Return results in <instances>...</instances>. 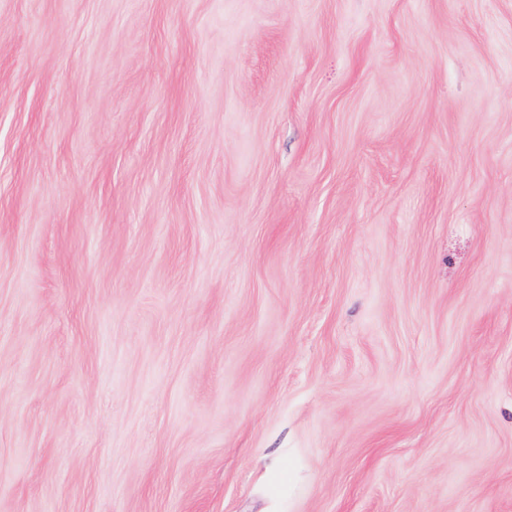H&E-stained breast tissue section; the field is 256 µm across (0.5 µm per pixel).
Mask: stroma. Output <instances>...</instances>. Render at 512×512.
<instances>
[{
  "label": "stroma",
  "instance_id": "obj_1",
  "mask_svg": "<svg viewBox=\"0 0 512 512\" xmlns=\"http://www.w3.org/2000/svg\"><path fill=\"white\" fill-rule=\"evenodd\" d=\"M0 512H512V0H0Z\"/></svg>",
  "mask_w": 512,
  "mask_h": 512
}]
</instances>
